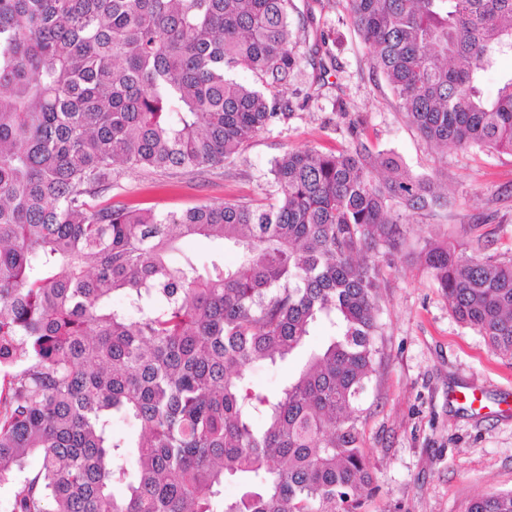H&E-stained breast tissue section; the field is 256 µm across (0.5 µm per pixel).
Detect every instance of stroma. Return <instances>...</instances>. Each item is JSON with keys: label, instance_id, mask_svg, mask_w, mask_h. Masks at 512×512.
I'll return each instance as SVG.
<instances>
[{"label": "stroma", "instance_id": "1", "mask_svg": "<svg viewBox=\"0 0 512 512\" xmlns=\"http://www.w3.org/2000/svg\"><path fill=\"white\" fill-rule=\"evenodd\" d=\"M293 3L294 19L309 13L313 21L295 35L299 66L284 91L292 104L287 118L232 161L201 173L122 172L112 179V198L166 211L227 200L255 204L265 199L272 163L285 152H327L357 140L389 153L410 175L435 177L447 205L408 214L405 250L374 256L382 339L368 410L358 422L376 486L365 509L467 512L480 495L512 490V412L499 407L512 398V357L453 315L414 254L451 238L481 257L512 255V153L432 148L371 67L349 0ZM320 34L325 44L318 50ZM462 389L476 393L481 410L449 401Z\"/></svg>", "mask_w": 512, "mask_h": 512}]
</instances>
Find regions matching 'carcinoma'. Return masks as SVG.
<instances>
[{"instance_id":"1","label":"carcinoma","mask_w":512,"mask_h":512,"mask_svg":"<svg viewBox=\"0 0 512 512\" xmlns=\"http://www.w3.org/2000/svg\"><path fill=\"white\" fill-rule=\"evenodd\" d=\"M292 0H0V487L4 512H361L357 426L379 269L442 204L363 143L286 152L270 202L112 201L126 169L203 171L288 116ZM370 63L429 143L512 153V0H350ZM243 69L253 83L233 72ZM202 236L236 252L202 273ZM448 306L512 355V257L445 241ZM328 340L281 388L248 370ZM133 423L134 438L112 423ZM263 425L258 427L255 419ZM39 466L26 469L28 458ZM245 491L224 497V482ZM467 512H512V491Z\"/></svg>"}]
</instances>
